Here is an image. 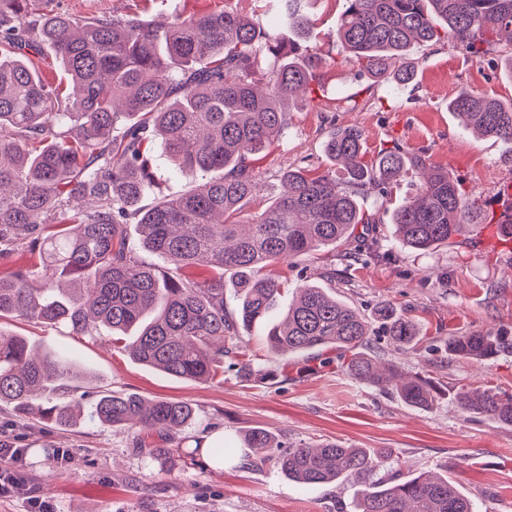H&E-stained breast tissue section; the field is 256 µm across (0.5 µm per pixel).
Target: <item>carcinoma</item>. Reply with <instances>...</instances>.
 <instances>
[{
	"label": "carcinoma",
	"mask_w": 512,
	"mask_h": 512,
	"mask_svg": "<svg viewBox=\"0 0 512 512\" xmlns=\"http://www.w3.org/2000/svg\"><path fill=\"white\" fill-rule=\"evenodd\" d=\"M284 7L288 26L307 35L312 23L303 0H285ZM336 39L362 70L398 86L414 78L404 64L411 50L445 39L473 58L499 61L512 76V0H346ZM41 44L55 52L63 78L44 73ZM320 84L315 55L280 41L272 21L232 9L203 10L156 28L139 15L82 20L45 13L41 0H0V259L24 252L39 259L0 275V319L64 325L80 335L104 325L112 343L139 363L198 382L224 376V342L239 327L268 321L273 354L350 351L343 370L352 379L389 387L409 407L430 408V378L395 364L382 370L378 357L358 351L381 336L401 351L415 347L421 326L394 307L378 310L376 327L330 289L303 283L284 315L271 321L288 282L267 269L376 223L359 203L370 189L386 192L411 171L420 178L417 195L389 215L400 248L419 254L489 219L481 195L424 154L408 159L396 143L368 164L364 134L353 126L332 130L325 142L341 169L316 176L305 166L288 169L281 177L285 190L243 219V205L261 189L254 156L287 125L284 101ZM448 111L464 127L512 147V99L462 90ZM136 114L150 116L151 125L128 128L116 139L118 120ZM151 133L161 137L176 173L204 182L144 208L140 202L155 185L152 161L141 151ZM211 170L224 175L208 179ZM78 197L92 207L51 223ZM131 211L138 215L140 248L164 265L146 263L126 242L123 224ZM226 268L239 276L234 313L224 309ZM445 346L452 357L482 361L512 352V337L453 335ZM83 379L62 353H33L25 338L0 332V404L25 411L45 398L43 415L72 425L82 411ZM455 401L465 412L512 425V393L461 389ZM89 420L136 430V447L162 462L171 432L191 426L194 410L183 401L109 392ZM244 442L252 459L273 462L301 485L361 477L356 512H473L448 476L384 479L379 472L387 457L365 448L282 446L262 428Z\"/></svg>",
	"instance_id": "1"
}]
</instances>
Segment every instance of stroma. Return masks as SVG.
I'll return each mask as SVG.
<instances>
[{
    "label": "stroma",
    "mask_w": 512,
    "mask_h": 512,
    "mask_svg": "<svg viewBox=\"0 0 512 512\" xmlns=\"http://www.w3.org/2000/svg\"><path fill=\"white\" fill-rule=\"evenodd\" d=\"M231 8L261 18L280 12L279 0H51L50 10L77 18L103 13H138L165 22L172 15ZM314 27L302 45L322 60L324 82L314 100H298L288 110L284 134L260 154L257 179L280 188L288 168L320 173L331 163L323 151L327 132L353 125L362 129L366 159H374L391 142L408 152H426L431 163L448 170L467 188L481 192L493 215L512 209L500 196L512 175V147L465 130L448 102L459 91L494 92L512 98V81L487 62L469 57L451 42L413 49L416 77L399 95L350 62L336 41V24L345 0H305ZM419 182L408 175L387 196L371 193L360 202L379 213L380 223L358 225L354 236L335 250L278 264L270 272L297 282L333 287L337 298L373 317L389 304L422 327L425 339L399 351L387 340L376 343L382 362L429 375L436 385L435 404L413 409L396 397L351 379L342 369L347 353L282 358L270 352L267 327L254 324L229 340L223 383L177 379L134 360L112 347L111 333L99 329L75 335L65 327L5 318L0 329L25 337L31 347L63 351L90 378L81 391L96 399L100 391L135 392L148 400L192 404L191 428L171 439L174 455L159 463L139 453L130 430L104 428L88 420L62 428L36 414L15 412L0 404V440L24 449L12 466L25 493L0 497V512H26L29 498L46 501L51 512H353L357 479L301 486L271 463L247 467L248 449H238L224 466L195 462V445L204 435L223 431L242 438L262 428L283 443L332 441L365 448L414 472L448 473L470 498L475 512H512V426L460 410L456 391L496 388L512 393V354L480 362L449 359L443 341L451 334L489 330L512 336V244L495 238L494 227L481 225L467 240L417 255L397 249L389 209L414 196ZM395 252L391 262L353 260L362 237ZM336 257L335 280L321 278L328 257ZM245 351L255 371L241 377L236 351ZM69 449L59 458L57 449Z\"/></svg>",
    "instance_id": "35a3bbf8"
}]
</instances>
